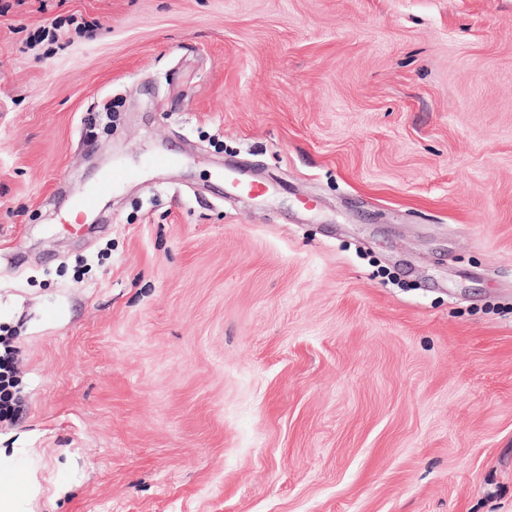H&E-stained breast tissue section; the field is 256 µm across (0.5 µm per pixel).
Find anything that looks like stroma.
<instances>
[{
	"instance_id": "1",
	"label": "stroma",
	"mask_w": 512,
	"mask_h": 512,
	"mask_svg": "<svg viewBox=\"0 0 512 512\" xmlns=\"http://www.w3.org/2000/svg\"><path fill=\"white\" fill-rule=\"evenodd\" d=\"M0 327L13 512H512V0H0ZM137 173L123 165H115L112 170L93 187L78 192L75 196V207L80 214L93 213L99 202L111 196L122 185L134 181ZM0 345L4 348V355H0V416L11 411L13 399L12 389L16 388L17 380L16 362L11 358L13 347L10 336H0ZM2 358V360H1Z\"/></svg>"
}]
</instances>
